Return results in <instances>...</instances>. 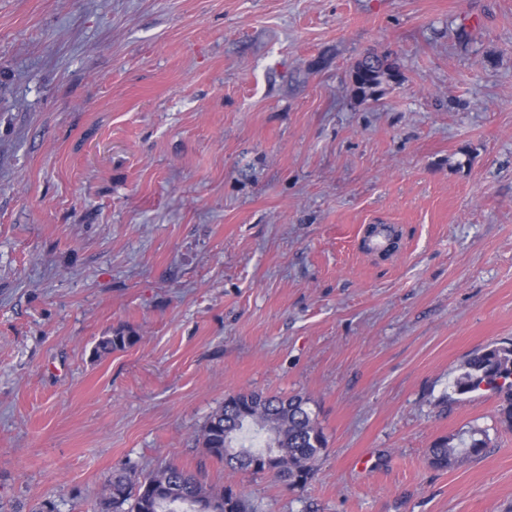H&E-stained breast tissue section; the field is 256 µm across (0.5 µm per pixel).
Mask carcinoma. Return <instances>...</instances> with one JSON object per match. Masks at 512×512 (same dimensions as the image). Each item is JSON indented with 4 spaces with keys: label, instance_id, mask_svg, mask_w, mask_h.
<instances>
[{
    "label": "carcinoma",
    "instance_id": "1",
    "mask_svg": "<svg viewBox=\"0 0 512 512\" xmlns=\"http://www.w3.org/2000/svg\"><path fill=\"white\" fill-rule=\"evenodd\" d=\"M360 82L355 91L364 99L382 95L399 76L385 57L367 55L355 63ZM136 342L117 330L102 338L97 354H109ZM486 387L504 397L501 421L512 426V345H491L473 353L461 365L453 392L465 395ZM310 399L300 394L267 395L255 391L229 393L224 404L206 420L202 445L208 454L233 471L268 473L291 489H301L312 478L325 448L322 427L309 409ZM264 437V446L245 444L246 434ZM487 448L484 431L470 428L433 443L431 467L445 470L463 457H477ZM101 512H252L246 495L230 486H212L199 472L172 463L147 474L117 469L106 479Z\"/></svg>",
    "mask_w": 512,
    "mask_h": 512
}]
</instances>
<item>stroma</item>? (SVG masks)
<instances>
[{
	"instance_id": "1",
	"label": "stroma",
	"mask_w": 512,
	"mask_h": 512,
	"mask_svg": "<svg viewBox=\"0 0 512 512\" xmlns=\"http://www.w3.org/2000/svg\"><path fill=\"white\" fill-rule=\"evenodd\" d=\"M510 342L512 0H0V512L164 461L253 512H512L502 397L450 388ZM238 391L311 397L304 489L202 448ZM361 69L364 73L360 75V82L353 83V86L363 99L377 98L382 95L384 87L394 82L399 76L394 63L389 62L386 57L377 55H366L355 63L352 70L360 73ZM485 448H487L485 432L470 428L435 441L429 448L428 462L435 469L445 470L465 456H480Z\"/></svg>"
}]
</instances>
